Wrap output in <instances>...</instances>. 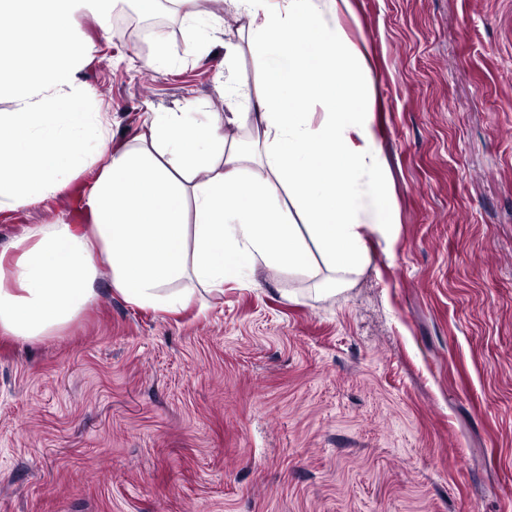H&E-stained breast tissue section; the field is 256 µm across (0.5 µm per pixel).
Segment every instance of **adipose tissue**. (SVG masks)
I'll list each match as a JSON object with an SVG mask.
<instances>
[{"label": "adipose tissue", "instance_id": "adipose-tissue-1", "mask_svg": "<svg viewBox=\"0 0 512 512\" xmlns=\"http://www.w3.org/2000/svg\"><path fill=\"white\" fill-rule=\"evenodd\" d=\"M0 0V210L71 192V222L38 224L0 251V338L41 341L63 332L112 291L140 309L176 312L196 290L220 293L262 267L311 280L327 299L367 264L365 238L389 237L395 218L365 79L368 51L344 17L352 0H225L246 17L237 41H218L223 17L200 0H170L187 31L186 55L249 51L263 90L239 111L235 72L221 112H150L133 143L113 146L107 113L79 74L95 48L74 51L81 18L106 22L127 2ZM236 129L228 137L227 129ZM90 189L75 178L91 163ZM368 179L372 221L351 178Z\"/></svg>", "mask_w": 512, "mask_h": 512}]
</instances>
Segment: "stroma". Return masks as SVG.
I'll return each instance as SVG.
<instances>
[{
  "label": "stroma",
  "instance_id": "stroma-1",
  "mask_svg": "<svg viewBox=\"0 0 512 512\" xmlns=\"http://www.w3.org/2000/svg\"><path fill=\"white\" fill-rule=\"evenodd\" d=\"M352 4L392 239L327 300L260 269L167 313L102 277L60 335L1 340L0 512H512V0ZM168 25L72 39L114 144L224 109L223 48ZM74 206L0 211V250Z\"/></svg>",
  "mask_w": 512,
  "mask_h": 512
}]
</instances>
